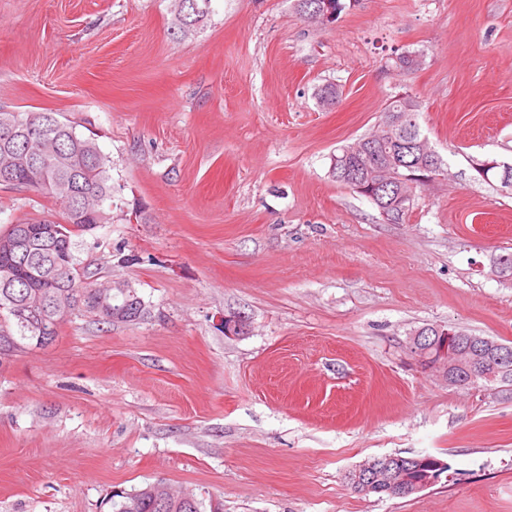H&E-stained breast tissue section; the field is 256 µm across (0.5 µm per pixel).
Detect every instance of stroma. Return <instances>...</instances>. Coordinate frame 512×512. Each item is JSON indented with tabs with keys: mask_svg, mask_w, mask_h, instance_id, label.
Instances as JSON below:
<instances>
[{
	"mask_svg": "<svg viewBox=\"0 0 512 512\" xmlns=\"http://www.w3.org/2000/svg\"><path fill=\"white\" fill-rule=\"evenodd\" d=\"M340 2L314 25L214 0L177 39L171 0H0V110L96 138L114 221L78 256L151 311L71 317L0 367V512H110L159 480L224 512H512V383L455 387L410 350L429 325L512 344V190L473 167L512 163V0ZM404 94L446 166L396 224L330 166ZM60 210L0 188V232ZM384 454L449 470L353 492ZM373 460L366 459L361 464L348 472V480L355 487H362L368 490L365 495L386 494L403 490L406 493H418L436 485L441 475L448 471V464L438 458L427 456L417 458L418 465L413 474L402 466V462L392 456L381 455ZM379 474L383 478L384 484L380 479H375L371 486L369 480H373L374 475ZM371 487V488H370ZM370 488V489H369Z\"/></svg>",
	"mask_w": 512,
	"mask_h": 512,
	"instance_id": "1",
	"label": "stroma"
}]
</instances>
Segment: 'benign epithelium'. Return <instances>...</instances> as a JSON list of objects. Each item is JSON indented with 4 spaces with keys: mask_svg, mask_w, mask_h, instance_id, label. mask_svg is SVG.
I'll return each mask as SVG.
<instances>
[{
    "mask_svg": "<svg viewBox=\"0 0 512 512\" xmlns=\"http://www.w3.org/2000/svg\"><path fill=\"white\" fill-rule=\"evenodd\" d=\"M388 143L392 150L386 152L381 167L394 165L401 167L407 163L401 160L400 145L403 141L393 132L387 133ZM486 168L493 169L499 177L501 185L512 189V165L496 161L483 163ZM438 166L421 168L422 174L398 176L403 190H394L390 205L400 207L412 195L405 187L424 185L437 178L435 170ZM411 352L423 364L442 374L451 386L467 387L483 382H506L512 378V347L495 339L484 336H470L455 329L431 327L429 332L421 334L417 331L410 337ZM448 471V464L438 458L427 456L418 459L415 472L410 474L402 466V462L392 456L366 459L348 472V480L355 487L368 489L369 480L378 474L383 478L388 492L402 490L406 493H418L436 485L441 475Z\"/></svg>",
    "mask_w": 512,
    "mask_h": 512,
    "instance_id": "7a95c632",
    "label": "benign epithelium"
}]
</instances>
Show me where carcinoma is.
<instances>
[{"instance_id": "carcinoma-1", "label": "carcinoma", "mask_w": 512, "mask_h": 512, "mask_svg": "<svg viewBox=\"0 0 512 512\" xmlns=\"http://www.w3.org/2000/svg\"><path fill=\"white\" fill-rule=\"evenodd\" d=\"M213 0H171L170 31L185 37L204 25L213 12ZM410 95L394 97L381 113L380 133L406 110ZM15 136L0 143V166L10 162L17 186L59 201L60 218L35 217L22 221L31 233L22 251H0V365L10 355L47 346L55 341L68 313L88 312L102 324H135L148 314V305L129 284L101 286L77 256L76 237L112 223V183L108 159L94 139L84 137L56 112L0 111V135ZM361 151L339 148L330 167L336 179L351 167L366 182H374L372 158L383 152L376 136L358 139ZM55 224L58 238L46 241L40 229ZM113 512H219L198 498L184 500L164 484H149L110 498Z\"/></svg>"}]
</instances>
